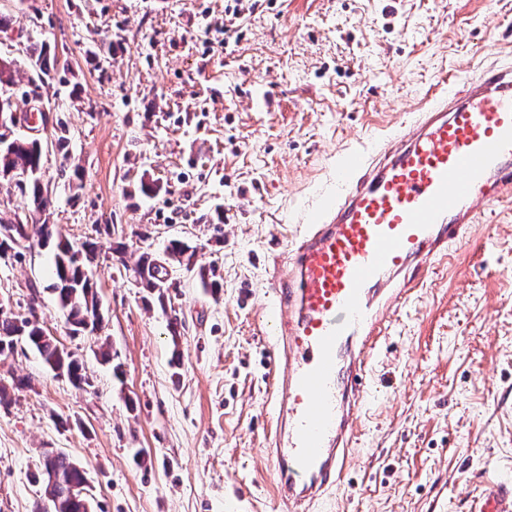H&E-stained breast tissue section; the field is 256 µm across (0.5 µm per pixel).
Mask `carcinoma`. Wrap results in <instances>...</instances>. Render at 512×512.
<instances>
[{
	"mask_svg": "<svg viewBox=\"0 0 512 512\" xmlns=\"http://www.w3.org/2000/svg\"><path fill=\"white\" fill-rule=\"evenodd\" d=\"M42 158L40 141L15 138L7 153H0V178L15 181L22 193L31 191L36 208L44 210L50 204V191L38 176ZM51 237L50 225L45 223L30 226L17 221H0V257L22 242L36 238L45 244ZM97 249L94 241H86L77 249L62 239L56 243L53 291L67 323L76 333H93L103 321L91 270L85 262L76 258L78 253L94 256ZM194 254V247L180 239H172L165 248L164 259L144 252L131 271L140 287L157 295L158 300L162 301L165 290L169 288V267H188ZM20 341L36 350L43 363L56 375L68 378L77 387L91 385L80 356L67 350L47 332L39 322L34 307H29L28 316L18 317L0 305V356L14 352ZM40 470L44 495L52 512H94L92 497L73 492L74 488L80 486L88 489V478L86 472L79 469L66 454L56 453L52 449L44 450Z\"/></svg>",
	"mask_w": 512,
	"mask_h": 512,
	"instance_id": "cac0c4a2",
	"label": "carcinoma"
}]
</instances>
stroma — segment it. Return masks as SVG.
I'll return each mask as SVG.
<instances>
[{
    "label": "stroma",
    "mask_w": 512,
    "mask_h": 512,
    "mask_svg": "<svg viewBox=\"0 0 512 512\" xmlns=\"http://www.w3.org/2000/svg\"><path fill=\"white\" fill-rule=\"evenodd\" d=\"M227 5L0 0V57L17 62L10 134L41 141L52 192L41 213L0 182V218L97 242L104 315L98 334L72 333L50 290L53 245L0 258V295L23 317L37 301L92 381L76 388L23 343L0 359V381H31L0 405V512L46 506L32 479L45 448L85 469L96 512H276L261 324L297 214L341 154L372 148L431 87L512 60V0H259L238 16ZM42 43L55 61L43 79L27 57ZM173 238L196 246L195 267L172 269L161 304L130 267ZM211 266L217 290L199 277ZM374 380L355 467L315 512H470L482 481L512 478V201L479 217L398 310Z\"/></svg>",
    "instance_id": "stroma-1"
}]
</instances>
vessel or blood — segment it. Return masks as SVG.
<instances>
[{"mask_svg":"<svg viewBox=\"0 0 512 512\" xmlns=\"http://www.w3.org/2000/svg\"><path fill=\"white\" fill-rule=\"evenodd\" d=\"M512 198V62L469 74L369 153L336 164L268 289L274 428L265 452L282 512H312L352 465L355 423L387 318L479 214ZM474 512H512V481Z\"/></svg>","mask_w":512,"mask_h":512,"instance_id":"vessel-or-blood-1","label":"vessel or blood"}]
</instances>
